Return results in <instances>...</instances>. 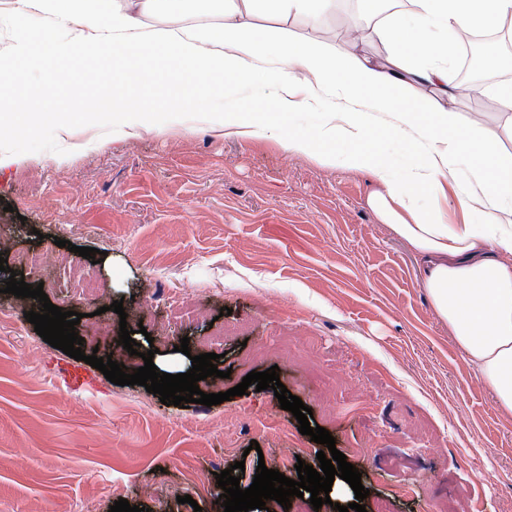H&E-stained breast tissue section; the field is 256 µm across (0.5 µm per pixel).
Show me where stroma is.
Listing matches in <instances>:
<instances>
[{"mask_svg":"<svg viewBox=\"0 0 512 512\" xmlns=\"http://www.w3.org/2000/svg\"><path fill=\"white\" fill-rule=\"evenodd\" d=\"M241 21L309 40L331 55L377 63L391 54L377 35L352 44L343 25L359 19L358 0H338L318 26L299 15L242 9ZM124 59L103 53L71 63L54 89L70 126L43 125L44 79L15 66L0 113L20 105L29 124L0 132L17 160L0 171V512H108L119 499L144 512H224L216 475L244 461L241 488L258 463L297 479L298 460L317 465L321 446L299 432L273 390L208 407L164 405L145 387L111 383L97 369L53 348L27 322L39 300L5 293L9 270L42 285L52 304L81 313L85 353L121 361L99 323L128 329L154 363L187 372L198 340L233 324L218 376L204 393L227 391L251 371L277 368L280 381L330 432L370 494L390 512H438L460 500L464 512H512V411L475 375L420 285L413 250L369 206L382 183L362 168L316 164L277 140L225 134L204 110L224 103L225 80L200 89L187 71L124 83ZM84 88L80 97L71 83ZM148 107L184 100L180 124L123 136L82 121L86 103L115 86ZM400 103L449 106L469 123L484 111L486 136L512 155V132L491 89L448 100L423 84L393 89ZM246 108L270 113L283 134L314 136L322 112L275 111V89L241 92ZM386 114L365 144L387 156L395 177L413 159ZM64 247H56V240ZM82 247L103 251L92 263ZM54 251L53 264L19 267L20 252ZM189 338L190 354L177 352ZM258 450H251V443ZM191 503H184V496Z\"/></svg>","mask_w":512,"mask_h":512,"instance_id":"35a3bbf8","label":"stroma"}]
</instances>
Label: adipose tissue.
<instances>
[{
	"mask_svg": "<svg viewBox=\"0 0 512 512\" xmlns=\"http://www.w3.org/2000/svg\"><path fill=\"white\" fill-rule=\"evenodd\" d=\"M416 2L411 18L394 16L380 31L395 58L388 71L352 53L325 57L311 43L270 39L237 20V0H222L220 21L211 27L180 23L190 0H15L7 56L62 79L66 63L107 50L130 60L129 75L138 80L158 76L157 62L164 57L204 88L219 75L236 82L261 77L274 84L280 111L323 108L325 121L313 139L283 136L263 113L238 104L213 113L212 122L228 135L278 139L285 151L325 166L370 170L386 187L371 205L422 258L421 286L434 310L497 403L512 411V221L502 219L512 214V159L503 157L478 123L462 126L448 108H403L390 95L395 86L415 81L454 97L460 86L445 61L448 45L431 38L432 28L512 19V0ZM155 13L173 16V24L146 25L145 17ZM8 63L0 64V89L14 82ZM375 111L392 113V132L413 145L418 160L404 180L391 176L379 152L361 147ZM87 120L132 134L175 118L125 98L117 88L111 100L90 105ZM339 139L350 151H324V144ZM450 188L463 201L470 189L481 192L480 221L452 224L440 208L421 213V196L442 198Z\"/></svg>",
	"mask_w": 512,
	"mask_h": 512,
	"instance_id": "ef3b65f1",
	"label": "adipose tissue"
}]
</instances>
